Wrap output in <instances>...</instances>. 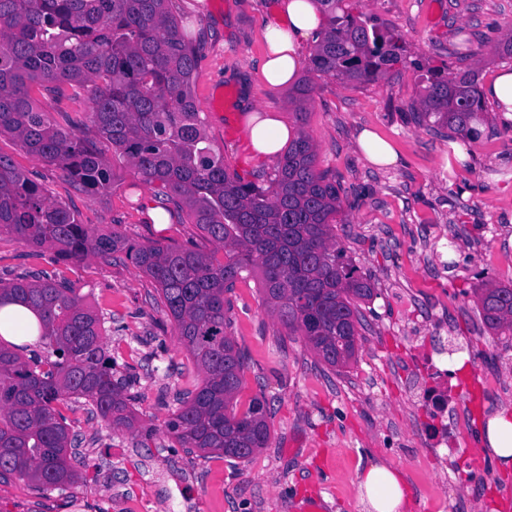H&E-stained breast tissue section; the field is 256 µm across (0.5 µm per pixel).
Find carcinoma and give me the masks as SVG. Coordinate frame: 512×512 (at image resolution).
<instances>
[{"mask_svg": "<svg viewBox=\"0 0 512 512\" xmlns=\"http://www.w3.org/2000/svg\"><path fill=\"white\" fill-rule=\"evenodd\" d=\"M328 19L307 74L296 87L295 119L324 76L344 86L383 77L402 59L399 38L353 15L346 0H316ZM198 48L181 32L172 0H0V136L7 134L40 161L58 167L94 196L112 186L98 148L125 158L163 201L186 213L224 261L190 241L136 244L121 233L97 234L0 153V231L61 260L122 253L157 286L167 316L203 378L165 422L182 448L248 459L269 447L264 404L242 414L233 403L243 357L230 325L231 292L257 267L266 304L279 323L304 336L334 370L356 358L365 327L360 303L374 295L336 240L342 208L336 180L318 168L313 138L298 129L268 185L244 180L207 134L193 98ZM476 70H433L411 119L428 128L480 135L487 120ZM57 100L87 99L96 130L90 138L53 124L35 107L34 87ZM486 329L512 335V287L476 289ZM20 303L37 317L46 355L24 358L0 339V480H21L39 492L79 479L75 438L58 404L83 398L102 420L140 432L127 383L114 378L99 314L65 277L0 280V307Z\"/></svg>", "mask_w": 512, "mask_h": 512, "instance_id": "obj_1", "label": "carcinoma"}]
</instances>
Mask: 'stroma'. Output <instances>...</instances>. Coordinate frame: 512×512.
I'll use <instances>...</instances> for the list:
<instances>
[{"label": "stroma", "mask_w": 512, "mask_h": 512, "mask_svg": "<svg viewBox=\"0 0 512 512\" xmlns=\"http://www.w3.org/2000/svg\"><path fill=\"white\" fill-rule=\"evenodd\" d=\"M270 3L173 0L190 36L201 40L193 95L207 133L249 181L272 174L275 164L251 156L243 101L294 121L292 89H269L257 71ZM349 10L395 33L406 48L405 59L377 81L347 88L325 77L304 104L318 167L340 186L338 241L375 288L361 306L367 327L356 363L327 368L269 313L258 274H249L229 295L228 332L245 356L237 408L256 397L265 402L270 445L246 460L182 448L165 422L177 393L194 390L201 375L155 283L121 254L58 261L52 250L1 233V280L56 269L99 311L113 371L132 376L133 408L155 434L147 440L112 427L86 400L71 401L65 415L78 436V481L43 494L1 480L0 512H300L304 490L317 496L320 512H363L359 479L376 462L403 475L408 512H512V474L479 445L489 416L512 405V335L487 332L476 295L490 282L512 284V121L485 103L488 120L461 160L451 148L460 134L434 133L409 116L427 69H475L486 78L512 68L502 50L512 33V0H349ZM33 100L59 127L88 130L87 103L65 108L46 91ZM366 128L392 144L398 165L369 162L357 142ZM0 153L95 232L211 247L184 215L153 223L162 199L121 157L108 159L111 193L91 196L10 136L0 137ZM446 348L459 351L465 366L447 380L432 379L424 358ZM434 392L462 421L444 446L426 411Z\"/></svg>", "instance_id": "obj_1"}]
</instances>
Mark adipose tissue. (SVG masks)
<instances>
[{"instance_id":"obj_1","label":"adipose tissue","mask_w":512,"mask_h":512,"mask_svg":"<svg viewBox=\"0 0 512 512\" xmlns=\"http://www.w3.org/2000/svg\"><path fill=\"white\" fill-rule=\"evenodd\" d=\"M325 16L312 0H276L273 16L265 25L266 49L259 71L266 85L281 89L294 83L306 65L301 47L323 29ZM295 131L276 115L258 114L248 131L254 152L263 159H277ZM38 323L25 306L0 307V338L10 343L34 341ZM485 451L503 472L512 471V411L502 409L489 417L484 428ZM365 512H406L407 496L400 473L383 463L366 469L359 483Z\"/></svg>"}]
</instances>
